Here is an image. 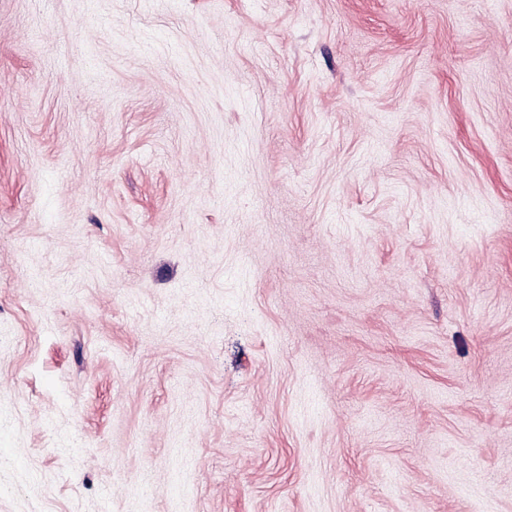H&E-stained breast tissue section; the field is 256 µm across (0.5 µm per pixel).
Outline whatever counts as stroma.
I'll return each instance as SVG.
<instances>
[{"label":"stroma","instance_id":"1","mask_svg":"<svg viewBox=\"0 0 512 512\" xmlns=\"http://www.w3.org/2000/svg\"><path fill=\"white\" fill-rule=\"evenodd\" d=\"M0 512H512V0H0Z\"/></svg>","mask_w":512,"mask_h":512}]
</instances>
